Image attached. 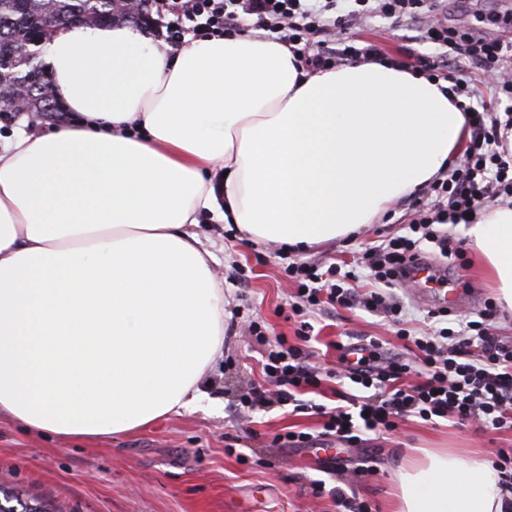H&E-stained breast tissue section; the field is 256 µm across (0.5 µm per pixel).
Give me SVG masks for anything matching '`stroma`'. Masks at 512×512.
I'll return each mask as SVG.
<instances>
[{"label":"stroma","mask_w":512,"mask_h":512,"mask_svg":"<svg viewBox=\"0 0 512 512\" xmlns=\"http://www.w3.org/2000/svg\"><path fill=\"white\" fill-rule=\"evenodd\" d=\"M512 7V0H448V23L493 36L484 14ZM415 31L373 20L354 31L360 43H375L387 58L402 62L408 48L434 54L433 46L415 44ZM411 201L395 202L387 217L364 227L354 239L321 245L310 258L353 265L362 244L403 234L411 219ZM465 226L450 227L462 241L460 256L437 258L447 271L449 287L468 293L457 303L459 313L478 315L493 299L477 251L467 244ZM201 239L215 256V273L224 290V362L209 370L202 382L204 397L189 411L172 415L137 432L82 442L39 437L0 417V483L32 495H47L67 512H337L334 501L308 497L312 480L334 487L337 470L362 466L373 475L358 478L354 489L376 512H390L395 474L413 449L453 448L491 455L512 448V432L480 434L475 427H458L417 417L400 422L396 431L350 448L340 465L315 457L305 448L274 443L275 435L315 431L317 417L273 405L242 418L236 409L240 388L262 378L261 348L246 329L248 321L264 322L271 335L296 343L297 324L288 301L296 286L284 270L285 260L273 244H251L224 222L204 218ZM244 279H237V272ZM312 349L317 363L339 368L341 348L362 336L396 343L393 326L361 308H340L312 321ZM233 454H226V447Z\"/></svg>","instance_id":"35a3bbf8"}]
</instances>
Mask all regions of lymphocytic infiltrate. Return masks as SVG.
<instances>
[{
	"label": "lymphocytic infiltrate",
	"mask_w": 512,
	"mask_h": 512,
	"mask_svg": "<svg viewBox=\"0 0 512 512\" xmlns=\"http://www.w3.org/2000/svg\"><path fill=\"white\" fill-rule=\"evenodd\" d=\"M443 0H156L155 13L165 30L164 40L180 48L186 36L197 39L234 37L251 30L259 37L288 48L296 65L307 71L335 68L347 62L379 63V45H356L349 30L370 19L412 24L416 40L433 45L437 56L419 55L415 71L450 81L456 105L468 115L470 143L459 164L444 178L431 181L412 203V218L404 234L366 245L363 265L380 285L358 293L346 288L355 271L336 264L311 261L289 263L286 271L297 286L293 314L301 316L298 344L285 337H270L260 322L248 331L264 345L263 379L238 397L241 412L273 404L293 405L317 415L321 431H290L285 443L315 444L324 437L357 445L366 432L395 431L399 420L443 418L463 426L469 423L494 432L512 430V339L500 336L497 309L486 303L478 319L459 317L456 327H438L416 334L399 322L403 306L385 294V287L405 283L408 266L433 244L441 256L453 246L442 225H457L488 205L512 206V41L488 39L449 27ZM486 77L477 88L468 69ZM357 304L366 311L398 323V348L369 339L358 347L359 356L342 370L331 371L311 360L306 315L339 305ZM343 379L360 385L363 395H347L333 408L302 400L324 381Z\"/></svg>",
	"instance_id": "1"
}]
</instances>
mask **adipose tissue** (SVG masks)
Listing matches in <instances>:
<instances>
[{
	"label": "adipose tissue",
	"instance_id": "1",
	"mask_svg": "<svg viewBox=\"0 0 512 512\" xmlns=\"http://www.w3.org/2000/svg\"><path fill=\"white\" fill-rule=\"evenodd\" d=\"M76 122L0 147V416L92 442L196 407L224 354L203 216L294 252L383 219L461 157L441 81L382 62L309 72L280 43L179 52L125 24L42 47ZM512 310V207L467 231ZM395 512H512L482 456L424 448Z\"/></svg>",
	"mask_w": 512,
	"mask_h": 512
}]
</instances>
